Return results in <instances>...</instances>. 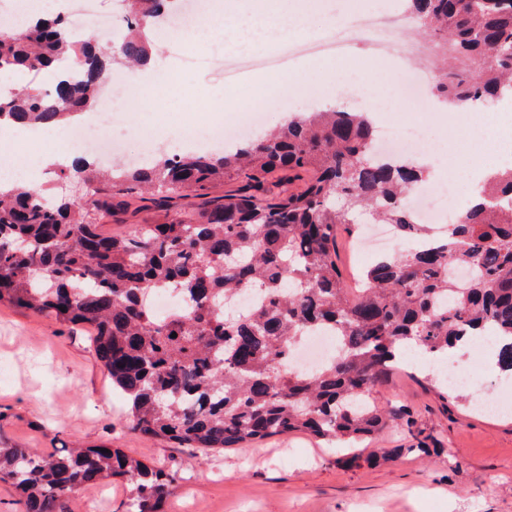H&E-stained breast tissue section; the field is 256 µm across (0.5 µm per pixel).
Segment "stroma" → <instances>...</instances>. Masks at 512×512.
<instances>
[{
    "label": "stroma",
    "mask_w": 512,
    "mask_h": 512,
    "mask_svg": "<svg viewBox=\"0 0 512 512\" xmlns=\"http://www.w3.org/2000/svg\"><path fill=\"white\" fill-rule=\"evenodd\" d=\"M403 4L330 0L311 13L309 29L322 34L337 18ZM343 60L344 71L316 73L295 106L269 112L266 127L255 128L253 137L288 117L321 111L324 101L332 99L337 108L372 113L376 125L414 131L428 141V159L439 179L453 186L470 183L468 174L449 171L447 162L457 147L459 124H478V113L424 112L385 89L381 77L390 64L378 61L369 41H353ZM265 74V69H254L243 84L233 85L223 83L214 70L200 69L191 81L224 102L229 126L249 106L248 86ZM120 108L124 120L113 133L143 162L196 151V143L182 133L200 123L203 113L187 111L172 97L162 112H136L127 102ZM425 364V358L410 359V375L393 376L378 389L379 399L407 405L414 419L413 426L392 427L372 442L376 448L405 449L399 460L349 466L340 450L300 432L200 457L126 430V398L113 390L82 329L0 306V445L50 451L74 441L111 443L178 472L182 486L167 512H512V416L483 414L470 405L471 398L494 396L512 389V383L502 380L484 356L478 383L445 402L433 383L423 380ZM417 429L430 435L432 446L445 449V456L412 455Z\"/></svg>",
    "instance_id": "1"
}]
</instances>
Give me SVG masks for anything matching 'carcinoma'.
<instances>
[{
	"label": "carcinoma",
	"instance_id": "cac0c4a2",
	"mask_svg": "<svg viewBox=\"0 0 512 512\" xmlns=\"http://www.w3.org/2000/svg\"><path fill=\"white\" fill-rule=\"evenodd\" d=\"M120 58L149 55L150 23L162 0H124ZM425 33L460 61L442 68L433 97L460 111L512 92V0H406ZM66 61L46 89L0 95V122L49 125L97 103L112 72V47L79 39L68 18H38L0 37V71L38 78ZM374 128L362 113L312 112L234 151L192 152L102 171L78 151L59 177L78 176V198H46L21 186L0 194V305L82 326L101 367L130 405L128 429L207 453L305 432L349 449L406 423L410 410L383 402L377 387L415 347L440 356L480 331L499 345L512 373V172H497L459 220L436 232L417 224L405 191L422 171L373 152ZM272 173L304 181L299 192L268 196ZM236 188L226 190L224 186ZM149 195L162 220L111 234V218L133 193ZM352 203L338 207L336 197ZM367 207L404 240L350 287L336 262L339 226ZM468 266L458 282L452 270ZM177 292L178 307L154 313L146 297ZM259 290L264 300L234 317L227 304ZM313 328L335 331L336 354L311 371L289 361ZM177 337H172V334ZM383 448L345 463L437 455ZM128 485L125 512H166L177 472L108 443L0 448V483L23 512H70L69 498L107 479Z\"/></svg>",
	"mask_w": 512,
	"mask_h": 512
}]
</instances>
